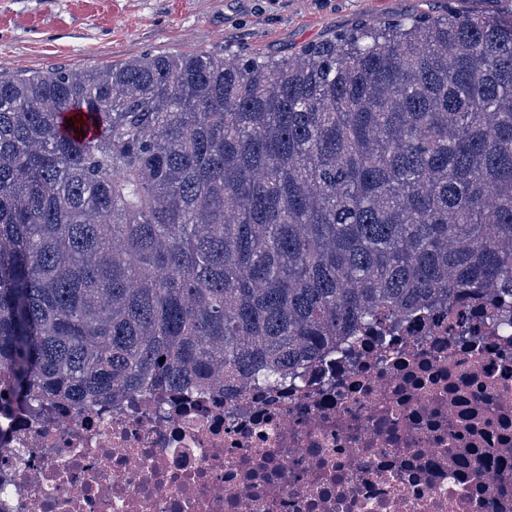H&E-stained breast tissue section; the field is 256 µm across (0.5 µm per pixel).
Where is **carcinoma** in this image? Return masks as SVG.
<instances>
[{"label": "carcinoma", "instance_id": "obj_1", "mask_svg": "<svg viewBox=\"0 0 512 512\" xmlns=\"http://www.w3.org/2000/svg\"><path fill=\"white\" fill-rule=\"evenodd\" d=\"M512 294V19L293 60L0 74V386L30 408L276 387L341 336Z\"/></svg>", "mask_w": 512, "mask_h": 512}]
</instances>
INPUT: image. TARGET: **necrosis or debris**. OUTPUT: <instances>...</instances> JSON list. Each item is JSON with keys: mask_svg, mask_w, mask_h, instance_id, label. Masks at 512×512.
Returning <instances> with one entry per match:
<instances>
[{"mask_svg": "<svg viewBox=\"0 0 512 512\" xmlns=\"http://www.w3.org/2000/svg\"><path fill=\"white\" fill-rule=\"evenodd\" d=\"M502 290L366 329L277 390L0 398V512H512Z\"/></svg>", "mask_w": 512, "mask_h": 512, "instance_id": "obj_1", "label": "necrosis or debris"}]
</instances>
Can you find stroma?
Listing matches in <instances>:
<instances>
[{"mask_svg": "<svg viewBox=\"0 0 512 512\" xmlns=\"http://www.w3.org/2000/svg\"><path fill=\"white\" fill-rule=\"evenodd\" d=\"M512 16V0H0V73L96 70L144 54L293 57L365 21Z\"/></svg>", "mask_w": 512, "mask_h": 512, "instance_id": "obj_1", "label": "stroma"}]
</instances>
